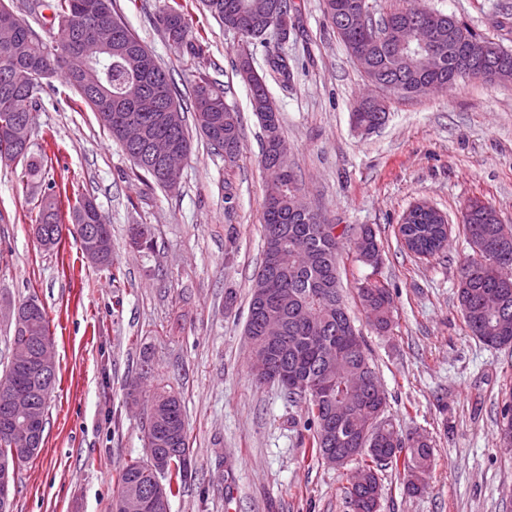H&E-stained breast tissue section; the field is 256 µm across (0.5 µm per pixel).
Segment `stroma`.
<instances>
[{
    "label": "stroma",
    "instance_id": "1",
    "mask_svg": "<svg viewBox=\"0 0 512 512\" xmlns=\"http://www.w3.org/2000/svg\"><path fill=\"white\" fill-rule=\"evenodd\" d=\"M455 16L481 37L512 48V0H415ZM169 0H116L123 21L149 46L189 106L203 72L240 112L244 151L224 164L198 130L176 188L137 177L132 161L73 90L43 83L31 139L61 151L48 180L95 200L112 226L111 266L87 262L63 236L47 249L34 236L40 186L0 162V354L6 310L29 297L45 308L57 380L45 412L42 450L16 470L13 512H111L118 473L145 459L146 395L179 393L195 466L170 512H348L345 488L356 463L339 469L312 457L299 404L275 384L255 385L244 332L263 259L267 173L249 90L236 73L238 36L199 0L202 57L171 45L158 16ZM295 27L282 50L293 81L270 85L303 194L332 223L370 225L383 251L379 269L344 255L347 303L402 434L432 440L426 490H404L402 471L379 474L380 512H512V450L496 423L512 386V347L495 349L468 332L457 301L461 265L471 257L461 224L470 199L492 204L512 226V82L478 79L404 98L388 94V118L358 133L351 109L372 87L324 16L322 0H291ZM426 201L448 218L445 250L424 258L400 241L398 225ZM145 230L152 249L131 242ZM388 284L391 332L369 325L358 282ZM149 376H142L143 365Z\"/></svg>",
    "mask_w": 512,
    "mask_h": 512
}]
</instances>
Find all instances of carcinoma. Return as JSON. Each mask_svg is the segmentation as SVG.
<instances>
[{
  "label": "carcinoma",
  "mask_w": 512,
  "mask_h": 512,
  "mask_svg": "<svg viewBox=\"0 0 512 512\" xmlns=\"http://www.w3.org/2000/svg\"><path fill=\"white\" fill-rule=\"evenodd\" d=\"M278 2L279 13L290 16V0H202L211 16L224 28L239 34L238 67L248 66L257 77L245 80L249 89L251 110L257 119L270 121L281 128L280 113L270 95L268 82L286 86L293 75L288 57L278 51L266 53L258 63L254 48L267 44L263 33L264 16L259 14L267 2ZM364 0H324V9L336 34L349 55L368 53L382 69L391 74L394 91L416 96L428 91L446 90L467 79H480L494 84L512 81V50L475 34L464 27L466 35L448 28L454 18L440 11L418 12L404 7L387 14L381 20L365 26L342 27L336 20V5L359 8ZM116 0H53L48 4L58 30L51 40H44L12 6L0 3V20L11 21L16 29L14 38L0 42V128L10 127L14 134L7 141L15 161L21 163L22 181L40 183L47 172L49 156L46 150L35 151L31 144L32 115L41 105V80L61 76L81 100L93 111L113 138L122 140V126L138 119L147 129L148 141L176 138L184 155H189L192 141L184 110L177 100L172 80L155 55L118 15ZM112 24V49L88 55L81 70L69 67V58L79 47L89 48L90 34L101 23ZM401 23L434 26L438 31L440 67L435 72L424 71L420 57L405 47L395 33ZM164 36L177 46H188L204 40L194 26L191 15L182 9L165 8L159 16ZM506 70L509 77L493 79L489 68ZM162 90L179 113L178 126L162 122L153 116L135 111V100L146 88ZM191 108L195 124L211 146L233 154L230 162L241 153V117L228 104L224 91L206 74L200 73L192 86ZM352 124L374 130L380 126L378 115L357 106L351 113ZM300 189L294 168L284 158L280 161V176L267 182L262 214L263 262H268L270 246L279 252V269L268 287L277 289V305L282 316L281 337L268 342L266 309L250 299L245 333L251 346H271L278 363L298 364L309 382L302 392L288 390L290 402L305 405L304 429L308 432L311 454L328 461V450L359 448L355 461L368 470V486L346 490L351 512H373V494L380 479L378 472L387 468H402L405 490L414 495L423 492L433 465V448L428 437L414 441L402 436L385 416L387 397L372 392L356 399L351 383L375 368L368 355L365 340L355 326L343 298V285L338 265L344 247V234L336 233V225L318 220L310 211L293 209L292 191ZM67 191L56 182L48 183L47 191L38 199L37 224H96L100 226L104 249L98 264H112V234L110 225L95 202L81 198L63 218L61 194ZM428 214L416 216L413 222L420 253L435 256L445 245L434 240ZM462 224L474 256L461 267V287L457 300L465 324L472 336L493 347L512 346V228L503 224L496 209L489 203L474 199L467 205ZM356 260L378 269L382 253L374 229L362 225L353 239ZM357 294L370 325L378 332L392 329L394 302L390 289L379 279H366L358 284ZM20 320L14 321L10 345L23 338H39L50 350L53 340L49 320L35 297L19 305ZM353 404L348 415L329 429L327 415L336 403ZM148 409L165 411L163 426L146 422L144 437L149 457L132 460L120 470L119 492L112 501V512L119 503L143 486L159 478L153 469V458L166 454L170 445L164 443L165 426L178 425L180 435L171 456L173 464L166 468L165 490L172 496L176 486L184 482L192 470L187 430L181 399L172 391L156 389L148 399ZM512 389L505 399L498 422L499 436L512 437ZM23 437L18 431L11 437L0 436V465L16 470L40 452L15 451Z\"/></svg>",
  "instance_id": "cac0c4a2"
}]
</instances>
